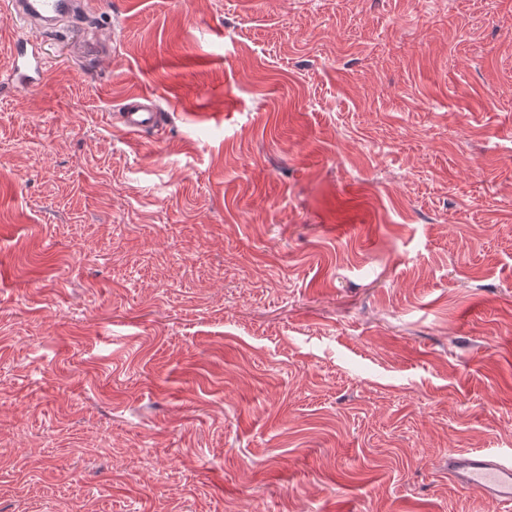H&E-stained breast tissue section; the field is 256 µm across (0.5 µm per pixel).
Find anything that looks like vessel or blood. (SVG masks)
Listing matches in <instances>:
<instances>
[{
	"mask_svg": "<svg viewBox=\"0 0 512 512\" xmlns=\"http://www.w3.org/2000/svg\"><path fill=\"white\" fill-rule=\"evenodd\" d=\"M12 21L23 23L26 35L16 39L7 76L12 87L31 89L42 84L47 67L42 55L41 30L58 25L70 11H94L96 0H0ZM163 114L152 95L130 94L122 98L116 118L127 133L139 135L158 127ZM448 480L454 485L481 492L512 512V462L480 450L448 452Z\"/></svg>",
	"mask_w": 512,
	"mask_h": 512,
	"instance_id": "1",
	"label": "vessel or blood"
}]
</instances>
